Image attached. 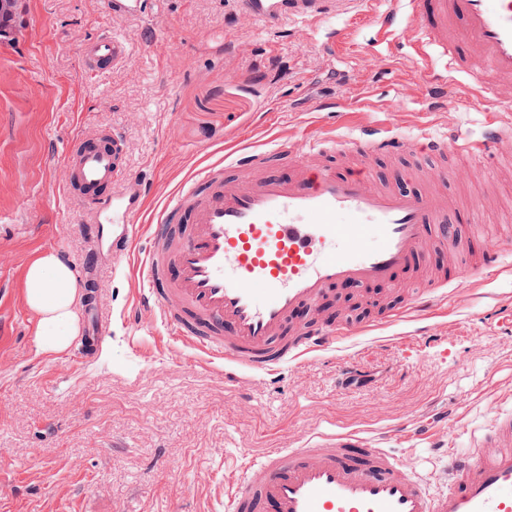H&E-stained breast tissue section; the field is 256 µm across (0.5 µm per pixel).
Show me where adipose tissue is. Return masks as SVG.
Returning a JSON list of instances; mask_svg holds the SVG:
<instances>
[{
    "label": "adipose tissue",
    "instance_id": "1",
    "mask_svg": "<svg viewBox=\"0 0 512 512\" xmlns=\"http://www.w3.org/2000/svg\"><path fill=\"white\" fill-rule=\"evenodd\" d=\"M25 302L36 315L35 342L45 355L64 353L80 332L79 306L84 296L71 264L52 249L28 265Z\"/></svg>",
    "mask_w": 512,
    "mask_h": 512
}]
</instances>
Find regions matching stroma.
Returning a JSON list of instances; mask_svg holds the SVG:
<instances>
[{"mask_svg": "<svg viewBox=\"0 0 512 512\" xmlns=\"http://www.w3.org/2000/svg\"><path fill=\"white\" fill-rule=\"evenodd\" d=\"M102 3L23 0L15 39L0 41V512H211L237 459L298 445L322 422L410 432L448 413V440L464 446L512 410V274L461 278L425 322L402 319L238 388L186 361L160 326L130 342L120 313L137 281L127 259L113 275L104 243L95 275L79 276L87 303L114 316L97 357L39 353L24 272L41 251L76 265L89 249L86 212L64 189L65 156L86 134H123L127 164L152 186L146 224L186 177L247 143L296 145L374 119L408 135H475L482 123L458 86L434 104L410 50L376 42L357 0H336L349 38L333 53L325 26L244 27L233 0H163L151 21L111 18ZM112 27L132 52L89 75L81 46ZM323 100L334 113L318 111ZM498 151V166L448 185L491 198L493 236L512 231V179L499 176L512 142ZM343 361L362 366L363 384H337Z\"/></svg>", "mask_w": 512, "mask_h": 512, "instance_id": "1", "label": "stroma"}]
</instances>
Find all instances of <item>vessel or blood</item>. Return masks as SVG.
I'll use <instances>...</instances> for the list:
<instances>
[{"label": "vessel or blood", "instance_id": "1", "mask_svg": "<svg viewBox=\"0 0 512 512\" xmlns=\"http://www.w3.org/2000/svg\"><path fill=\"white\" fill-rule=\"evenodd\" d=\"M242 24L277 29L296 18L328 24L335 0H236ZM377 41L396 43L412 32L421 74L443 96L465 78L469 99L489 105L477 135L435 138L394 134L377 121L339 137L322 131L301 146L240 147L185 178L141 228L145 180L125 163L122 133L107 131L66 160L65 192L89 216L83 227L98 239L112 227V258L136 259L141 283L123 320L139 331V314L153 312L168 336L224 366L226 382L272 376L289 364L336 349L355 336L425 312L432 297L464 275L491 280L512 270V240L495 239L459 256L461 207L448 180L469 170L447 167L465 154L495 163L498 144L512 134V0H360ZM156 0H106L115 17H150ZM131 53L129 42L103 31L82 46L86 69L103 73ZM446 60L438 69L436 59ZM428 159L430 188L405 191L375 180L379 158ZM292 173L281 177V162ZM150 246L137 251L141 232ZM448 253L432 267L430 249ZM416 286L398 306L380 305L369 323L329 320L324 298L343 306L345 287ZM398 430L377 437L325 426L297 448H275L235 480L219 512H512V412L481 430L474 444L449 451L444 481L409 475L390 449Z\"/></svg>", "mask_w": 512, "mask_h": 512}]
</instances>
